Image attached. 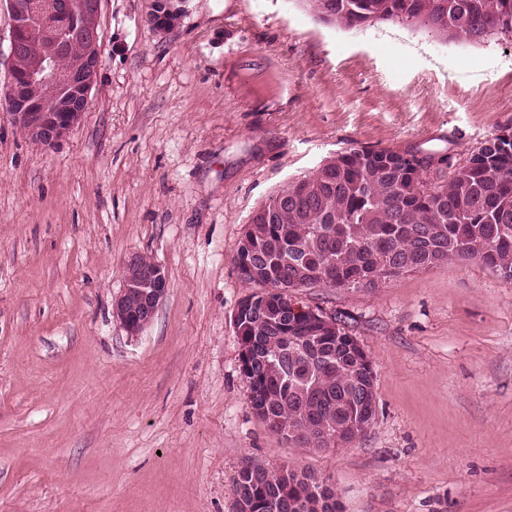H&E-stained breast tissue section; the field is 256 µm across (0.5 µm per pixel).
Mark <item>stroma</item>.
<instances>
[{
  "label": "stroma",
  "instance_id": "stroma-1",
  "mask_svg": "<svg viewBox=\"0 0 512 512\" xmlns=\"http://www.w3.org/2000/svg\"><path fill=\"white\" fill-rule=\"evenodd\" d=\"M101 0V63L55 145L0 105V512H236L244 461L333 483L343 512H512V281L475 260L373 291L306 288L349 318L376 416L338 447L252 413L233 259L252 213L324 159L411 152L449 176L512 130V39L343 29L295 0ZM138 256L169 288L128 335ZM147 20L159 31H166L173 25L171 16L178 14L170 0H152Z\"/></svg>",
  "mask_w": 512,
  "mask_h": 512
}]
</instances>
